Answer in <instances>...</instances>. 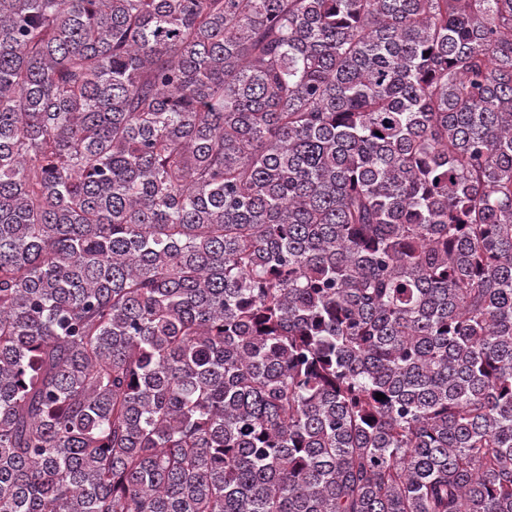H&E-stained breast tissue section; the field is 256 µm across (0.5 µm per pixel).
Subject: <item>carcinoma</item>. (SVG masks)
Instances as JSON below:
<instances>
[{"label": "carcinoma", "instance_id": "cac0c4a2", "mask_svg": "<svg viewBox=\"0 0 512 512\" xmlns=\"http://www.w3.org/2000/svg\"><path fill=\"white\" fill-rule=\"evenodd\" d=\"M0 512H512V0H0Z\"/></svg>", "mask_w": 512, "mask_h": 512}]
</instances>
